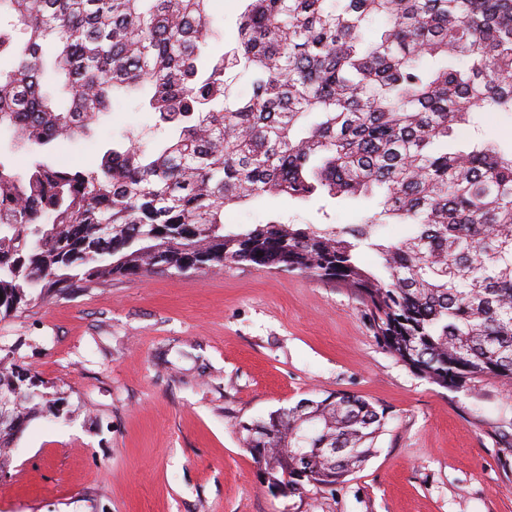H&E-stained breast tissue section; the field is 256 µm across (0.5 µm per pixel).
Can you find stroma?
<instances>
[{
	"mask_svg": "<svg viewBox=\"0 0 512 512\" xmlns=\"http://www.w3.org/2000/svg\"><path fill=\"white\" fill-rule=\"evenodd\" d=\"M114 101L93 138L56 147L90 167L111 140L153 136ZM267 197L228 224L319 223ZM64 396L0 472V512H512V385L451 391L383 348L349 288L239 266L115 278L0 319V357ZM386 409L376 451L336 490L271 494L238 433L304 398Z\"/></svg>",
	"mask_w": 512,
	"mask_h": 512,
	"instance_id": "obj_1",
	"label": "stroma"
}]
</instances>
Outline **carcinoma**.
I'll list each match as a JSON object with an SVG mask.
<instances>
[{"label":"carcinoma","mask_w":512,"mask_h":512,"mask_svg":"<svg viewBox=\"0 0 512 512\" xmlns=\"http://www.w3.org/2000/svg\"><path fill=\"white\" fill-rule=\"evenodd\" d=\"M217 3L0 0V132L30 156H0V319L114 276L262 267L354 289L387 351L442 388L511 384L512 146L448 140L512 112V0H240L220 51ZM119 98L161 136L60 162ZM264 196L377 203L357 224L224 223ZM42 385L0 357V469L28 420L62 414ZM387 417L338 393L240 432L261 483L294 496L344 483Z\"/></svg>","instance_id":"cac0c4a2"}]
</instances>
